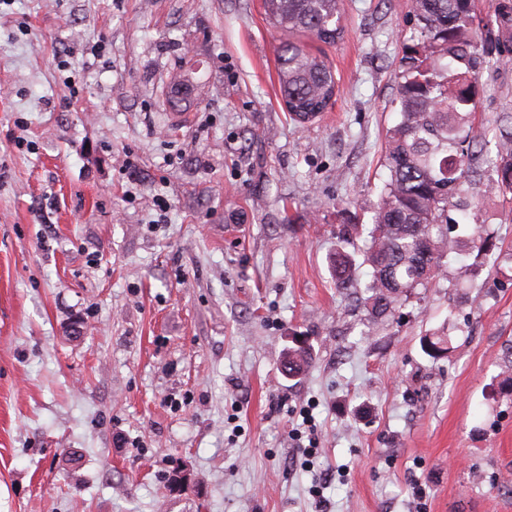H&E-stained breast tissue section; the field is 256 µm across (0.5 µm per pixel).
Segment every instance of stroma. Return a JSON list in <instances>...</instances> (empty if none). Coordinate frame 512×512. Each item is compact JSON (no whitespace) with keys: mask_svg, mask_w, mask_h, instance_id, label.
<instances>
[{"mask_svg":"<svg viewBox=\"0 0 512 512\" xmlns=\"http://www.w3.org/2000/svg\"><path fill=\"white\" fill-rule=\"evenodd\" d=\"M343 2L342 38L305 41L336 101L299 124L262 0H0V512H512V209L483 199L477 271L451 211L435 283L385 322L331 278L418 36L411 0ZM478 86L489 135L512 69ZM309 346H289L282 358V368L288 376H296L305 371L310 363Z\"/></svg>","mask_w":512,"mask_h":512,"instance_id":"1","label":"stroma"}]
</instances>
